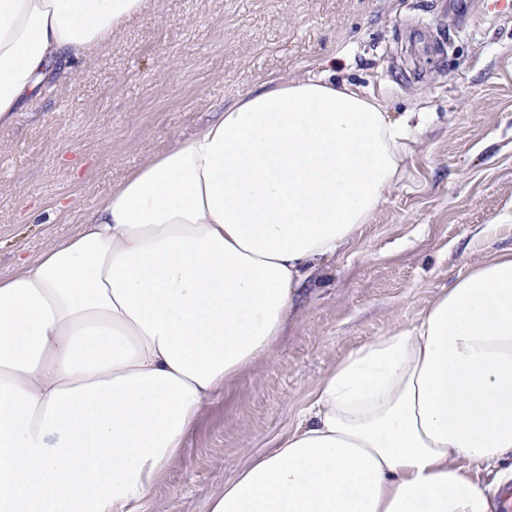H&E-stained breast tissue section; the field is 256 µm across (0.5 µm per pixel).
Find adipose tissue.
Instances as JSON below:
<instances>
[{
	"label": "adipose tissue",
	"instance_id": "ef3b65f1",
	"mask_svg": "<svg viewBox=\"0 0 512 512\" xmlns=\"http://www.w3.org/2000/svg\"><path fill=\"white\" fill-rule=\"evenodd\" d=\"M147 0H0V126ZM411 126L327 74L270 79L0 277V512H147L225 385L381 205ZM512 452V252L352 351L207 512H490Z\"/></svg>",
	"mask_w": 512,
	"mask_h": 512
}]
</instances>
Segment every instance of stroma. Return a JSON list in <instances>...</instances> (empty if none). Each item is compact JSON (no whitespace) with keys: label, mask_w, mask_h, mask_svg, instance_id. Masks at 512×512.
<instances>
[{"label":"stroma","mask_w":512,"mask_h":512,"mask_svg":"<svg viewBox=\"0 0 512 512\" xmlns=\"http://www.w3.org/2000/svg\"><path fill=\"white\" fill-rule=\"evenodd\" d=\"M483 0H152L0 129V276L73 233L149 156L262 81L335 78L428 120L383 204L312 281L272 359L208 409L148 512H206L350 352L512 249V16Z\"/></svg>","instance_id":"35a3bbf8"}]
</instances>
